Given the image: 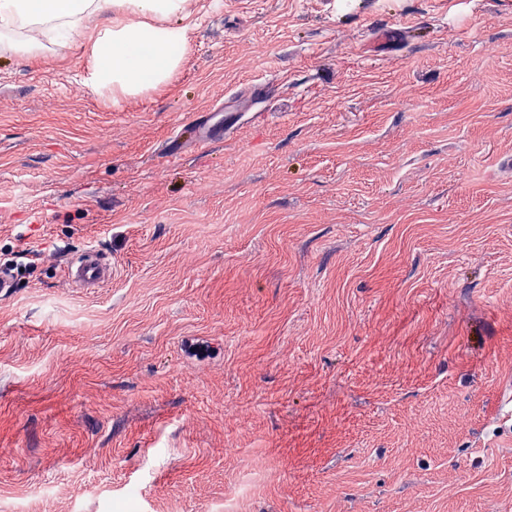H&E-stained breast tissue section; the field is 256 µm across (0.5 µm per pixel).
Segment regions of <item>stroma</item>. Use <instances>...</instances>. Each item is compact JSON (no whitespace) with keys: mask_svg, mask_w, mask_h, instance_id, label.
Instances as JSON below:
<instances>
[{"mask_svg":"<svg viewBox=\"0 0 512 512\" xmlns=\"http://www.w3.org/2000/svg\"><path fill=\"white\" fill-rule=\"evenodd\" d=\"M86 67L0 55V512H512V0H195L166 87ZM111 275L112 269L92 250L88 252L87 258L81 261L79 265L67 269L69 280L79 286L105 282Z\"/></svg>","mask_w":512,"mask_h":512,"instance_id":"stroma-1","label":"stroma"}]
</instances>
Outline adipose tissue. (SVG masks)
<instances>
[{"instance_id":"adipose-tissue-1","label":"adipose tissue","mask_w":512,"mask_h":512,"mask_svg":"<svg viewBox=\"0 0 512 512\" xmlns=\"http://www.w3.org/2000/svg\"><path fill=\"white\" fill-rule=\"evenodd\" d=\"M193 0H0V53L36 57L45 45L87 42L95 94L135 96L167 83L184 58Z\"/></svg>"}]
</instances>
